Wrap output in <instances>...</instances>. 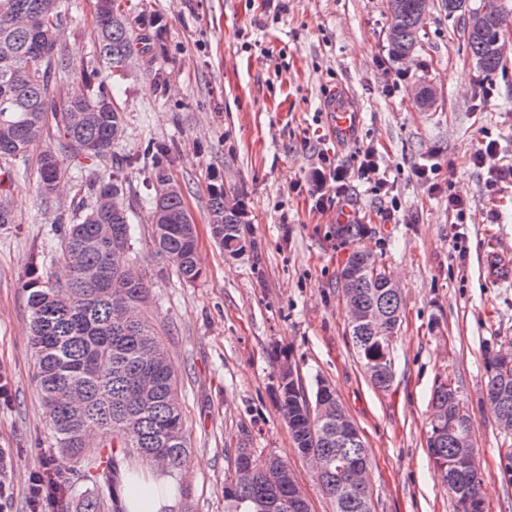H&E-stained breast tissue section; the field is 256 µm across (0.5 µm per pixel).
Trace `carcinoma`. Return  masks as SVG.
Here are the masks:
<instances>
[{"label": "carcinoma", "instance_id": "carcinoma-1", "mask_svg": "<svg viewBox=\"0 0 512 512\" xmlns=\"http://www.w3.org/2000/svg\"><path fill=\"white\" fill-rule=\"evenodd\" d=\"M391 56L400 61L419 46L425 23L420 0H387ZM486 15L512 8L507 0H478L471 10ZM65 21L62 0H0V160L15 159L8 177L24 173L22 166L33 145L49 130L57 138L58 151L46 150L39 158V193L50 203L47 184L61 179L64 157H79L89 142L99 150L90 160L113 157L114 132H124L123 113L117 109L96 112L93 104L109 97L104 85L90 89L93 75L79 73L56 52L55 34ZM97 51L105 64L139 53L150 54L147 43L135 38L128 22L117 12L96 14ZM468 54L486 74L500 69L495 51L496 31L487 22L463 28ZM74 85L66 99L56 87ZM170 175L165 166L153 170L151 214L161 210L167 223L154 225L157 251L174 266L179 277L192 282L201 276L196 251V229L184 223L187 214L181 189L167 191ZM118 186L111 177L93 175L90 187L94 202L82 207L72 221L59 225L56 237L45 249L60 276H32L24 285L30 311V343L38 362L37 388L54 429L57 448L81 460L91 461L85 434L95 431L105 441L117 443L128 454L163 471L184 465L190 453L183 410L178 402V376L174 364L146 315V295L135 265L117 266L112 257L134 252L131 210L107 211L101 198ZM209 213L218 223L212 233L224 251L236 255L246 246L242 224L245 208L228 209L224 190H214ZM386 269L363 250L352 252L340 272L341 287H349L346 304L378 313L375 327H351L349 335L362 363L374 362L377 384L393 381V371H380L378 360L389 354L383 337L396 334L400 302L387 287ZM496 345L484 347L487 401L496 403L512 420V378L505 380L493 369ZM281 414L295 448L309 449L326 459L318 476L322 490L334 502L335 512H363L355 473L341 460H363L361 438H327L323 425H311L306 415L304 390L278 392ZM429 454L448 460L458 448L450 438L436 442L427 437ZM288 463L274 457L264 469L249 467L237 478L235 489L224 495V512H289ZM120 460L94 476L93 486L77 503L76 512H121L116 491ZM460 512L466 502L482 500L477 471L458 485L439 474Z\"/></svg>", "mask_w": 512, "mask_h": 512}]
</instances>
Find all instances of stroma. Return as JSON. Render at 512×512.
Instances as JSON below:
<instances>
[{"label": "stroma", "mask_w": 512, "mask_h": 512, "mask_svg": "<svg viewBox=\"0 0 512 512\" xmlns=\"http://www.w3.org/2000/svg\"><path fill=\"white\" fill-rule=\"evenodd\" d=\"M135 32L149 34L153 63L106 74L96 52V0H64L67 28L58 52L76 69L98 70L124 116L127 134L114 146L141 170L123 184L132 211L147 315L179 377V401L190 446L172 472L173 512H224V479L237 448L257 465L287 461L311 512H333L309 461L293 445L277 387L284 364L298 372L307 396L333 386L368 451L374 512H455L427 450L430 399L439 376L464 391L480 458L487 512H512V476L502 450L512 444L485 401V345L512 340V178L495 177L473 156L494 140L512 156V54L487 75L467 54L460 24L444 0H433L420 46L408 63L388 50L386 0H115ZM436 93L421 107L418 87ZM491 98H482L483 88ZM361 114L354 140L337 139L332 103ZM173 153L169 174L183 191L197 230L201 276L183 281L157 254L143 169L149 142ZM42 137L24 175L0 182L15 213L0 224V482L10 512H31L27 490L44 457L62 453L36 387L23 287L46 274V241L58 219L72 217L92 195L76 171L90 160L65 159L64 188L50 204L37 193ZM377 149L393 186L391 198L355 183L347 196L317 201L309 179L317 152L357 167ZM437 165L439 190L414 171ZM226 189L242 199V255H225L211 234L209 198ZM467 200L464 217L449 195ZM394 208L395 220L382 214ZM349 212L364 225L358 242L336 234ZM464 235V254L453 236ZM371 251L403 290L394 342L393 384L370 383L348 334L339 274L351 253Z\"/></svg>", "instance_id": "stroma-1"}]
</instances>
